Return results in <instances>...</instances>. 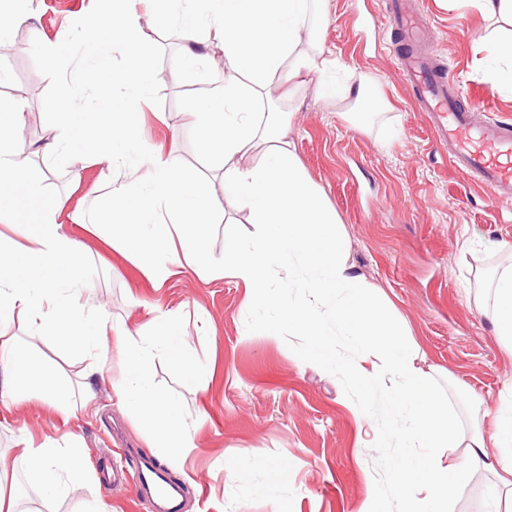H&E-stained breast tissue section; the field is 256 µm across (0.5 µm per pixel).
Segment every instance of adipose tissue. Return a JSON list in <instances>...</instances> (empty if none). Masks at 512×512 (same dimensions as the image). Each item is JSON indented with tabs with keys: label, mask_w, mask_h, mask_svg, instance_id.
<instances>
[{
	"label": "adipose tissue",
	"mask_w": 512,
	"mask_h": 512,
	"mask_svg": "<svg viewBox=\"0 0 512 512\" xmlns=\"http://www.w3.org/2000/svg\"><path fill=\"white\" fill-rule=\"evenodd\" d=\"M186 1L196 12L218 18L214 37L223 51L213 58L193 19H184L187 65L208 63L219 70L202 106L190 110L194 129L202 143L218 145L224 191L258 230L246 240L226 239L223 259L207 253L208 226L220 204L208 184L185 172L178 156L147 148L140 140L135 109L148 95L152 71L140 14L131 0H120L113 14L37 44L42 55L58 57L72 44L87 43L98 61L99 83L112 87L111 95L92 108L64 111L60 118L80 145L73 162L98 161L125 172L124 179L111 181L102 208L113 242L158 279L185 267L214 277L242 276L253 299L297 325L324 362L333 360L335 335L374 351L383 362L375 389L389 414L402 418L408 447L396 464L403 512H448L464 471L485 456L486 440L501 448L498 464L512 474L511 407L499 410L490 438L474 436L463 460L445 469L435 466L429 449L448 445L456 435L448 406L412 368L405 328L389 305L351 272L345 232L300 172L284 113L266 107L275 97L273 80L310 78L330 63L309 22L315 0H163L174 10ZM476 2L492 23L489 37L498 52L512 51V0ZM116 47L128 60L117 76L110 68ZM25 109L19 100L0 113V395L47 402L64 417L70 413L57 374L10 334L14 316H24L34 336L53 337L89 358L92 373L103 379L110 368L102 353L109 340H117L125 367L117 397L152 433L155 447L180 462L195 449L204 418L187 419L179 402L157 391L148 365L160 352L184 378L197 376L199 366L185 349L181 319L171 312L158 315L153 335L140 336L113 325L111 315L92 302L85 249L59 222L67 202L35 187L22 156ZM276 267L298 271L293 298L272 291L270 274ZM487 313L496 335L512 343V265L493 278ZM18 446L32 477L50 493L68 492L90 477L75 435H65L59 446L24 435ZM416 482L424 497L413 495Z\"/></svg>",
	"instance_id": "obj_1"
}]
</instances>
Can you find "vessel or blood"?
I'll use <instances>...</instances> for the list:
<instances>
[{
	"instance_id": "b4317fda",
	"label": "vessel or blood",
	"mask_w": 512,
	"mask_h": 512,
	"mask_svg": "<svg viewBox=\"0 0 512 512\" xmlns=\"http://www.w3.org/2000/svg\"><path fill=\"white\" fill-rule=\"evenodd\" d=\"M402 71L416 93L417 109L429 114L453 164L469 174L492 202L512 203V129L474 121L449 90L446 76L435 72L430 58L403 52Z\"/></svg>"
}]
</instances>
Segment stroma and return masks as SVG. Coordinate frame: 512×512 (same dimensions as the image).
<instances>
[{
  "label": "stroma",
  "instance_id": "35a3bbf8",
  "mask_svg": "<svg viewBox=\"0 0 512 512\" xmlns=\"http://www.w3.org/2000/svg\"><path fill=\"white\" fill-rule=\"evenodd\" d=\"M395 6L416 8L462 102L512 128V87L496 84L500 61L484 44L481 13L466 0H326L312 22L340 62L341 79L369 80L389 109L374 122L353 123L316 81L280 91L279 108L291 115L288 139L302 172L345 230L353 274L390 302L406 327L415 367L458 420L456 447L431 451L443 469L465 453L475 430L491 433L499 403L512 398V346L483 312L486 281L512 259V204L490 203L451 164L427 114L417 111L398 62L403 35L389 21ZM23 8L29 24L0 42V108L26 102L21 139L36 148L64 135L55 101L66 99L77 110L94 104L88 77L96 58L77 47L53 66L29 42L36 34L56 40L102 3L25 0ZM140 12L156 79L140 107L139 134L153 148L177 153L189 175L223 197L224 170L197 144L187 115L202 103L209 70L184 71L178 22L161 24L147 5ZM121 175L94 162L73 165L65 150L39 156L34 168L45 195L67 197L69 209L97 222L91 232L71 223L65 229L86 246L89 279L113 321L147 336L159 313L181 316L200 374L192 380L175 374L163 355L154 358L150 373L155 388L177 399L186 415L205 414L197 447L179 466L153 447L132 410L112 393L123 377L117 352L108 355L110 380L89 379L87 360L54 338L30 340L15 321L10 331L19 342L65 374L71 415L62 418L37 400L0 397V494L22 512H83L94 499L103 512H145L137 485L112 480L120 467L111 438L118 428L134 460L150 461L182 487L180 512H401L395 473L400 426L382 398L346 371L359 360L374 372L381 365L376 354L339 336L331 368L299 360L307 337L284 320L271 328L273 311L249 304L242 278L187 269L157 280L104 248L108 227L97 218L109 182ZM256 230L247 212L226 207L211 227L208 250L222 257L226 237L247 238ZM24 432L39 442L77 435L96 484L46 496L19 456ZM274 464L287 466V479L270 477ZM501 477L498 470L473 468L449 512H484L488 489Z\"/></svg>",
  "mask_w": 512,
  "mask_h": 512
}]
</instances>
